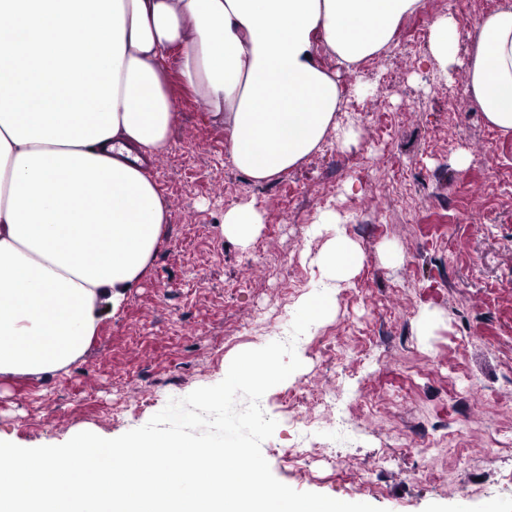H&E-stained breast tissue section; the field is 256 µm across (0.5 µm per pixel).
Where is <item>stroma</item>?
<instances>
[{
  "label": "stroma",
  "mask_w": 512,
  "mask_h": 512,
  "mask_svg": "<svg viewBox=\"0 0 512 512\" xmlns=\"http://www.w3.org/2000/svg\"><path fill=\"white\" fill-rule=\"evenodd\" d=\"M447 13L479 24L468 0H424L356 71L322 52L344 89L338 118L357 137L341 146L328 134L261 185L232 165L223 124L170 53L173 132L150 170L169 208L155 259L68 372L0 383V439L117 437L222 381L235 355L270 343L310 297L324 240L308 230L332 207L363 261L334 312L297 340L301 368L262 398L278 423L262 444L273 475L384 512H512V132L489 126L470 98L453 100L464 71L440 78L414 38ZM245 202L264 217L246 248L222 230L225 209ZM246 322L255 331L225 341ZM312 388L333 394L332 410L305 407L310 427L293 424L284 398ZM285 448L310 454L296 465Z\"/></svg>",
  "instance_id": "stroma-1"
}]
</instances>
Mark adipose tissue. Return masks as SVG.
<instances>
[{"label": "adipose tissue", "instance_id": "adipose-tissue-1", "mask_svg": "<svg viewBox=\"0 0 512 512\" xmlns=\"http://www.w3.org/2000/svg\"><path fill=\"white\" fill-rule=\"evenodd\" d=\"M422 0H0V378L68 371L151 266L168 222L149 174L171 138L167 57L223 122L232 164L254 183L279 176L328 134L343 90L318 59L386 50ZM440 75L463 69L487 123L512 131V6L465 31L451 14L428 33ZM264 218L224 212L249 246ZM322 272L297 311L317 329L361 257L335 210L309 229Z\"/></svg>", "mask_w": 512, "mask_h": 512}]
</instances>
